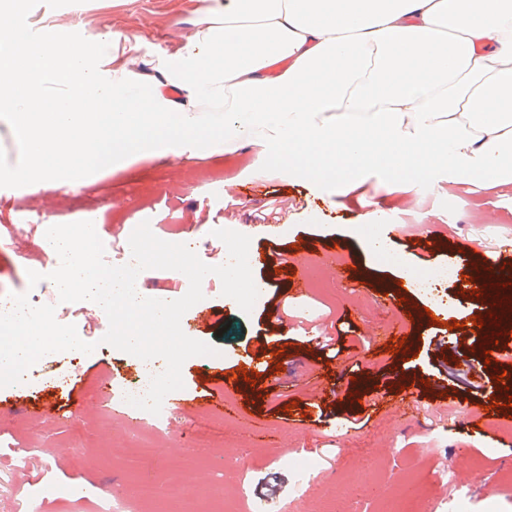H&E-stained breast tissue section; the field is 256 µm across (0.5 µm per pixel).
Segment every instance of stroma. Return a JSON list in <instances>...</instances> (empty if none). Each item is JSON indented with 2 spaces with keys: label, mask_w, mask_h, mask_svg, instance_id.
Listing matches in <instances>:
<instances>
[{
  "label": "stroma",
  "mask_w": 512,
  "mask_h": 512,
  "mask_svg": "<svg viewBox=\"0 0 512 512\" xmlns=\"http://www.w3.org/2000/svg\"><path fill=\"white\" fill-rule=\"evenodd\" d=\"M106 25L144 36L143 54L150 59L174 51L191 27V16L173 9L171 0H30L26 17L27 28L40 35L92 37ZM216 172L224 175L220 195L207 182L208 174ZM251 179L258 183L254 193L237 195L238 184ZM352 179L356 189L343 196L332 180L274 174L259 164L253 149L244 147L232 155L164 157L98 170L47 196L22 185L0 192V213L7 216L31 211L67 224L95 214L103 241L116 253L144 221L162 239L208 241V249L198 252L207 264L221 246L213 230L250 236V253L263 256L252 264V274L267 288L247 314L227 303L217 285L204 307H191L183 315L187 336L220 351L213 370H203V355L185 361L183 392L208 403L223 372L234 371L241 356L268 343L280 346L282 364L281 372L266 371L255 385L240 387L244 418L208 412L214 427L223 430L224 442L197 464L187 463L191 427L177 422L152 459L137 460L122 446L129 425L101 417L92 396L102 375L116 374L121 383L131 380L136 358L102 343L94 312L78 309L73 319L78 334L96 348L82 359L76 389L59 388L53 380L68 366L63 357L48 359L39 377L28 383L0 388V512H25L30 495L45 483L63 489L64 495L39 499L37 512H176L161 500L144 508L126 491L147 477L161 486L185 477L201 485L225 482L227 465L243 454L250 458L246 500L273 501L282 512H306L321 489L347 487L356 512H380L381 496H395L417 470L463 479L477 502L475 512H497V499L512 496V484L502 481L504 473L512 472V446L500 442L497 429L512 416V407L491 411L481 431L448 418L449 396L477 405L483 388L494 387L500 396L512 388V366L484 365L482 374L474 375L470 367L482 363L483 344L474 335H449L446 328L465 314L483 312L484 302L470 294L440 298L445 323L430 324L427 290L400 287L399 270L370 255L360 227L379 225L391 248L415 271L420 240L403 227L432 225V265L450 264L467 276L487 260L501 237L499 223L512 215V191L432 189L423 201L410 204L402 193L374 191V184L388 179L383 171H356ZM341 246L354 267L342 278L322 265ZM292 254L296 263L285 264ZM42 258L39 228L33 225L0 246V281L28 292L22 271ZM318 282L340 289V297L317 292ZM398 298L402 306L382 308V301ZM203 308L211 312L205 322L198 319ZM405 315L411 322L403 353L378 349L375 331ZM497 374L503 375L502 384L493 383ZM439 377L448 383V396H439L432 385ZM315 382L334 389L333 398L318 408L308 404ZM274 383L280 386L276 395L269 391ZM404 386L414 390L415 408H386L385 400ZM288 404L293 412H285ZM16 448L25 450V466H12ZM293 448L311 449L321 458L323 472L311 483L280 462V455Z\"/></svg>",
  "instance_id": "stroma-1"
}]
</instances>
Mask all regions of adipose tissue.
I'll return each instance as SVG.
<instances>
[{"label":"adipose tissue","mask_w":512,"mask_h":512,"mask_svg":"<svg viewBox=\"0 0 512 512\" xmlns=\"http://www.w3.org/2000/svg\"><path fill=\"white\" fill-rule=\"evenodd\" d=\"M173 54L105 29L85 48L19 27L0 0V123L38 194L164 156L288 155V174L382 169L476 190L512 185V0H176Z\"/></svg>","instance_id":"1"}]
</instances>
